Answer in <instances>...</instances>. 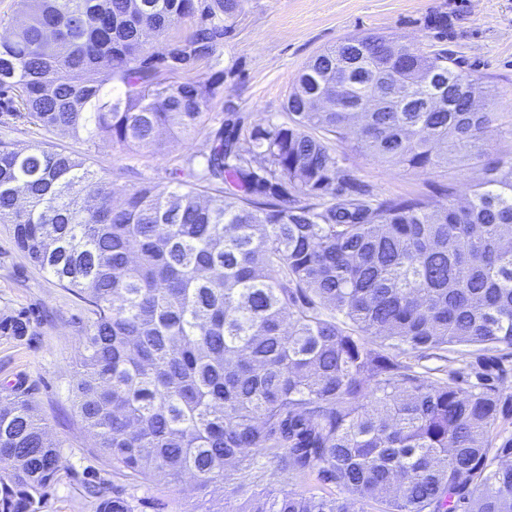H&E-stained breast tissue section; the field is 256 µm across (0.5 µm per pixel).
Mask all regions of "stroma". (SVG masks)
I'll list each match as a JSON object with an SVG mask.
<instances>
[{"label": "stroma", "mask_w": 512, "mask_h": 512, "mask_svg": "<svg viewBox=\"0 0 512 512\" xmlns=\"http://www.w3.org/2000/svg\"><path fill=\"white\" fill-rule=\"evenodd\" d=\"M448 17V50L464 61L474 77L495 89L497 120L489 151H512V0H247L230 37L218 48L224 68V98L261 124L280 115L299 71L323 49L365 33L393 34L406 43H432L428 19ZM0 140L24 146L44 142L80 153L93 170L118 183L136 185L149 178L168 183L171 172L203 149L204 130L186 139L167 140L162 153L112 150L105 142L86 143L62 134L13 121L0 112ZM345 166L382 197L435 196L453 187L456 198L471 196L477 170L457 165L433 172H409L398 165L351 151ZM24 313L34 320L35 335L14 338L0 329V388L22 383L30 388L38 414L63 444L60 470L48 491L42 512H96L82 486L95 480L108 491L132 498L136 512H221L223 487L187 494L173 484L147 485L112 470L72 409L83 351L79 320L84 312L77 299L55 278L20 252L7 225L0 224V320ZM471 363L474 370L502 368L509 381L502 392L498 426L512 434V350L464 347L447 360H429L431 379L447 377ZM258 474L249 475L241 497L261 491L297 487L294 474L261 455Z\"/></svg>", "instance_id": "obj_1"}]
</instances>
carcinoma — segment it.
I'll list each match as a JSON object with an SVG mask.
<instances>
[{"label":"carcinoma","mask_w":512,"mask_h":512,"mask_svg":"<svg viewBox=\"0 0 512 512\" xmlns=\"http://www.w3.org/2000/svg\"><path fill=\"white\" fill-rule=\"evenodd\" d=\"M245 3L20 0L0 40L6 111L157 154L224 98V71L192 74ZM496 96L443 45L369 33L303 67L283 121L252 125L224 104L170 184L128 188L75 152L0 141V223L83 306L73 412L112 468L201 492L263 449L339 493L254 492L234 507L238 483L224 512H512L504 376L418 371L454 346L512 348V152L486 157ZM346 149L480 177L464 202L450 187L444 202L381 198L343 166ZM3 329L34 335L22 313ZM62 454L31 393L1 388L0 512H42ZM84 488L96 512H135Z\"/></svg>","instance_id":"1"}]
</instances>
